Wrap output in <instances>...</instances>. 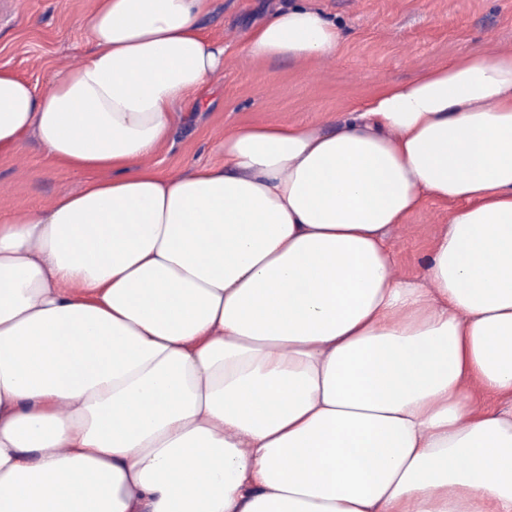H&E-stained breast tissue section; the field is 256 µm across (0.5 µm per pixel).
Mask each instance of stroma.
<instances>
[{"instance_id": "obj_1", "label": "stroma", "mask_w": 512, "mask_h": 512, "mask_svg": "<svg viewBox=\"0 0 512 512\" xmlns=\"http://www.w3.org/2000/svg\"><path fill=\"white\" fill-rule=\"evenodd\" d=\"M289 0H212L204 33L224 43V71L184 104L172 138L142 163L164 177L220 165L216 144L254 123L329 126L381 84L414 77L448 57L489 48L512 53V0H309L343 31L336 55L320 62H267L240 50L251 30ZM94 0H0V69L37 90L90 54L81 20ZM87 172L50 159L35 141L0 154V215L49 207L79 191ZM454 207L428 199L396 225L389 244L398 276L419 279L441 224Z\"/></svg>"}]
</instances>
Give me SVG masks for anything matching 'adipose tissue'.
Returning <instances> with one entry per match:
<instances>
[{
  "label": "adipose tissue",
  "mask_w": 512,
  "mask_h": 512,
  "mask_svg": "<svg viewBox=\"0 0 512 512\" xmlns=\"http://www.w3.org/2000/svg\"><path fill=\"white\" fill-rule=\"evenodd\" d=\"M210 0H96L36 91L0 70V153L91 172L0 219V512H512V54L382 84L332 127L249 124L220 166H138L224 70ZM272 14L242 51L334 56ZM457 204L397 279L386 236Z\"/></svg>",
  "instance_id": "adipose-tissue-1"
}]
</instances>
